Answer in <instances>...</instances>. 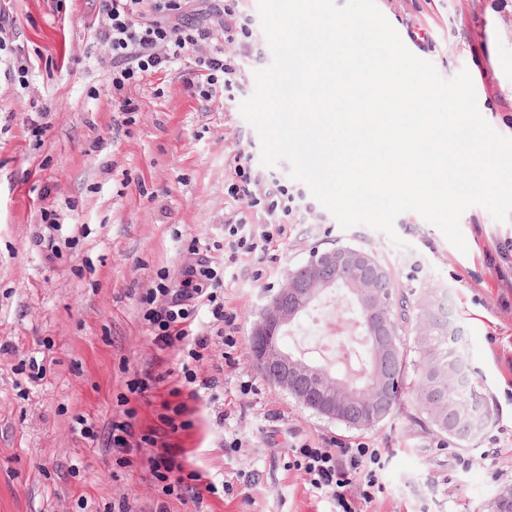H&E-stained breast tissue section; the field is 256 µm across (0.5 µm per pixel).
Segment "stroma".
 <instances>
[{"mask_svg":"<svg viewBox=\"0 0 512 512\" xmlns=\"http://www.w3.org/2000/svg\"><path fill=\"white\" fill-rule=\"evenodd\" d=\"M376 4L442 78L468 70L482 116L512 138V0ZM98 8V0H0V512H333L331 499L287 466L289 448L325 439L386 450V489L367 512H487L512 487V222L467 209L462 253L406 212L395 221L397 246L366 226L342 229L279 160L267 174L293 192L298 218L267 253L238 254L224 281L232 362L218 338L198 361L183 346L160 350L140 297L160 282L178 287L192 250L218 265L228 258L224 217L240 204L224 186L237 155L261 153L240 106L271 53L260 42V60L245 62L229 95L191 96V54L118 94L110 50L89 29ZM45 210L56 214L55 229L43 223ZM337 245L373 252L412 297L450 293L472 376L495 410L480 437L461 444L425 429L409 399L375 429H351L257 372L255 315L290 269ZM353 312L349 298L326 296L280 343L306 352L302 330ZM188 369L217 377L218 387L171 436L174 459L230 486L199 503L166 494L149 450L128 460L109 444L110 424L126 410L145 432L163 406L183 402ZM148 373L165 380L131 391ZM235 439L240 448L225 450Z\"/></svg>","mask_w":512,"mask_h":512,"instance_id":"obj_1","label":"stroma"}]
</instances>
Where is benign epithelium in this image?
I'll list each match as a JSON object with an SVG mask.
<instances>
[{"mask_svg": "<svg viewBox=\"0 0 512 512\" xmlns=\"http://www.w3.org/2000/svg\"><path fill=\"white\" fill-rule=\"evenodd\" d=\"M346 286L363 311L371 338L373 394L341 379L320 365L280 346V336L324 292ZM397 297L388 273L377 267L369 253L352 246H334L314 252L291 270L253 321L250 354L262 376L303 407L355 428L387 419L392 400L394 366L400 348L392 333ZM461 435L475 436L484 429L478 413L450 416Z\"/></svg>", "mask_w": 512, "mask_h": 512, "instance_id": "benign-epithelium-1", "label": "benign epithelium"}]
</instances>
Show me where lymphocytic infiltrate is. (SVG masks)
I'll list each match as a JSON object with an SVG mask.
<instances>
[{"mask_svg":"<svg viewBox=\"0 0 512 512\" xmlns=\"http://www.w3.org/2000/svg\"><path fill=\"white\" fill-rule=\"evenodd\" d=\"M142 3L143 0H100V19L93 33L111 51L115 90H123L139 78L166 69L191 52L196 55L195 72L186 86L192 93L205 96L217 86L227 91L237 86L241 72L237 56L210 46L209 29L182 22L183 0H153L156 17L152 20L145 19ZM227 193L242 204L240 210L224 219L230 253L268 251L284 235L294 216V195L287 186L269 180L244 153L235 159ZM255 208L264 212V223H250L248 215ZM225 275V268L213 266L202 257L186 267L178 291L161 285L146 289L140 298L142 316L159 349L174 348L188 340L193 344L191 356L197 360L214 337L220 338L225 348H235L237 340L231 333L234 318L225 312L218 295ZM203 305L209 306L214 320V335L210 338L193 330ZM157 444L156 433H136L133 419L112 423L111 445L120 453L127 455L147 446L156 449ZM386 461L384 450L363 443L335 447L327 443L305 444L288 453L289 467L302 471L313 489L329 496L336 512H361V505L372 503L384 493L381 473ZM154 463L153 476L165 482L168 492L178 497L189 496L199 502L204 494L218 492L212 483L199 487V474L176 468L169 452L157 451Z\"/></svg>","mask_w":512,"mask_h":512,"instance_id":"lymphocytic-infiltrate-1","label":"lymphocytic infiltrate"}]
</instances>
